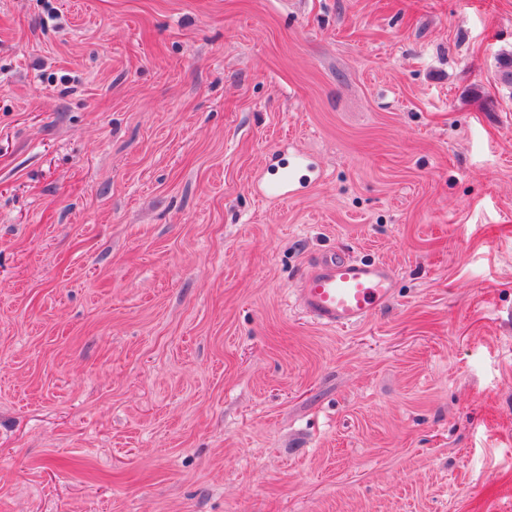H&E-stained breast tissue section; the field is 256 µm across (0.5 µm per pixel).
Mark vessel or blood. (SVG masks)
I'll list each match as a JSON object with an SVG mask.
<instances>
[{
  "mask_svg": "<svg viewBox=\"0 0 512 512\" xmlns=\"http://www.w3.org/2000/svg\"><path fill=\"white\" fill-rule=\"evenodd\" d=\"M312 164L296 158L288 168L265 182L271 198L285 201L303 188ZM395 269L381 260L365 261L348 254L313 258L303 271L293 301L314 323L347 329L365 321L394 297Z\"/></svg>",
  "mask_w": 512,
  "mask_h": 512,
  "instance_id": "b4317fda",
  "label": "vessel or blood"
}]
</instances>
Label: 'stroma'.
I'll return each mask as SVG.
<instances>
[{"label":"stroma","mask_w":512,"mask_h":512,"mask_svg":"<svg viewBox=\"0 0 512 512\" xmlns=\"http://www.w3.org/2000/svg\"><path fill=\"white\" fill-rule=\"evenodd\" d=\"M511 50L512 0H0V512H512ZM332 250L397 271L342 331ZM313 171L312 163L304 157H298L292 164L275 178L264 183V193L271 198L288 201L293 198L300 189L305 188V179L308 173ZM395 280L396 270L384 261L324 254L308 263L294 289L293 301L314 323L347 329L393 299Z\"/></svg>","instance_id":"1"}]
</instances>
